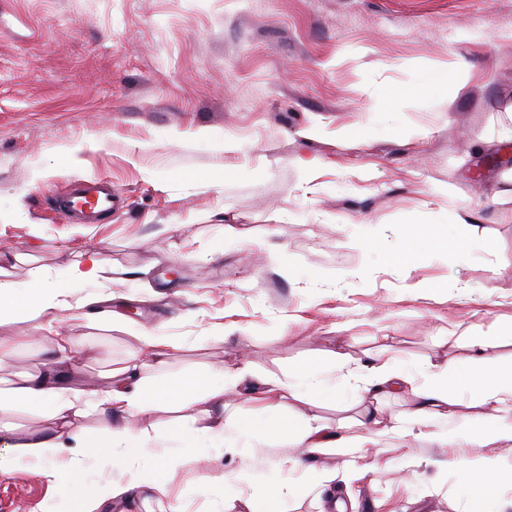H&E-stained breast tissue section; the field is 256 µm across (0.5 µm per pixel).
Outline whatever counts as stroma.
I'll list each match as a JSON object with an SVG mask.
<instances>
[{"label": "stroma", "mask_w": 512, "mask_h": 512, "mask_svg": "<svg viewBox=\"0 0 512 512\" xmlns=\"http://www.w3.org/2000/svg\"><path fill=\"white\" fill-rule=\"evenodd\" d=\"M470 35L462 39L460 28ZM461 61L465 83L438 68ZM390 137L366 139L372 106ZM240 142L224 150L225 137ZM316 158L304 182L296 158ZM103 179L121 206L97 224H70L52 198ZM458 211L477 227L455 264L430 253L410 269L381 265L412 224ZM367 225L373 242L355 245ZM238 235L228 240L225 227ZM96 252L104 279L69 290L100 295L94 318L60 313L81 343L74 385L105 375L139 346V329L182 343L171 376L238 362L284 377L336 347L366 359L382 345L401 362H457V336H497L512 367V0H0V254L10 279L54 277ZM222 316L225 338L212 340ZM27 322L0 325V376L49 359ZM348 419L363 408L322 392L300 412ZM458 436L433 428L369 449L370 479L343 456L333 482L277 468L280 448L242 471L237 457L169 471L154 464L184 512H212L225 491L288 487V512H512V443L470 441L477 398L450 405ZM62 457L0 472V512H82L90 485L124 478L141 459L91 458L84 482L59 488ZM495 470L497 485L459 494L456 464Z\"/></svg>", "instance_id": "35a3bbf8"}]
</instances>
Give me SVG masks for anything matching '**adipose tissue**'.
<instances>
[{"instance_id": "ef3b65f1", "label": "adipose tissue", "mask_w": 512, "mask_h": 512, "mask_svg": "<svg viewBox=\"0 0 512 512\" xmlns=\"http://www.w3.org/2000/svg\"><path fill=\"white\" fill-rule=\"evenodd\" d=\"M475 237V226L456 213L441 234L429 225L416 226L408 246L386 254L383 261L408 267L421 254L437 250L456 262L465 256ZM103 274L99 261L89 253L83 260L63 268L58 285L39 278L28 282L0 279V322H30L29 343L49 345L53 356L46 370L25 375L9 388H0V446L10 450L9 455L0 456V469L11 468L21 459L41 460L65 453L69 459L63 468L53 471V478L67 483L79 480L86 466V450L80 445H65L63 438L89 407L95 406L108 410L112 416L108 446L113 460L139 456L176 470L215 451L234 455L242 445L264 447L270 435L282 428L277 413L284 400L305 401L322 389L355 395L365 405L364 418L372 431L360 444L348 435L346 425L331 423L313 411L303 414L288 440L290 451L282 459L291 468L309 470L321 457L336 453L352 456L361 452L363 444L376 446L383 438L407 437L438 423L442 424L446 438L456 437L457 431L448 419V403L464 391L475 394L485 408L474 440L512 442V369L491 367L498 341L485 336L466 338L472 360L483 363L484 368L463 381L458 379L451 363L435 373L402 365L392 354H374L366 361L354 363L346 354L333 349L326 351L323 361L289 372L283 380L258 375L245 364L224 368L210 377L164 381L160 375L172 351L180 349L181 344L144 329L138 334L139 350L127 364L107 373L105 387L70 386L67 368L79 356V343L74 337L55 332L53 326L58 312L68 306L63 286L93 282ZM336 364L345 369L342 377L331 372ZM407 390L414 391L415 406L382 419L387 400ZM243 395L268 411L263 427L255 428L226 416L231 401ZM17 404L42 411L52 423L50 433L22 435L12 423L4 421V414ZM161 407L184 412L186 426H144V418Z\"/></svg>"}]
</instances>
